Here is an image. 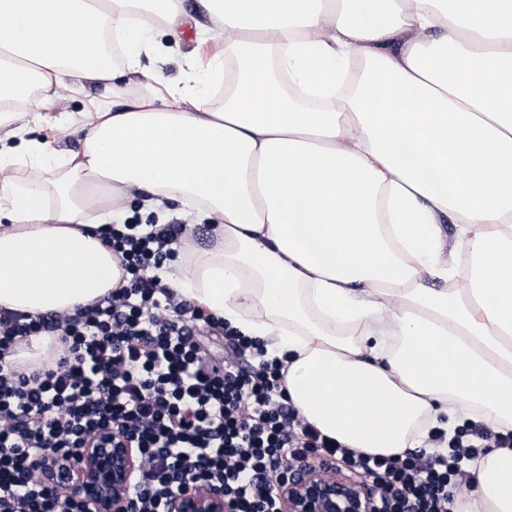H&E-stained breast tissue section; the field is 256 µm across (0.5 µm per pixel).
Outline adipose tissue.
I'll return each mask as SVG.
<instances>
[{"label":"adipose tissue","instance_id":"1","mask_svg":"<svg viewBox=\"0 0 512 512\" xmlns=\"http://www.w3.org/2000/svg\"><path fill=\"white\" fill-rule=\"evenodd\" d=\"M188 20L224 53L159 92L142 62ZM71 77L114 98L58 123L80 149L0 112V308L94 303L122 276L103 225L174 200L206 232L163 283L286 358L322 435L512 431V0H0V101ZM474 467L462 512H512V448Z\"/></svg>","mask_w":512,"mask_h":512}]
</instances>
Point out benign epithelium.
Wrapping results in <instances>:
<instances>
[{"label": "benign epithelium", "instance_id": "obj_1", "mask_svg": "<svg viewBox=\"0 0 512 512\" xmlns=\"http://www.w3.org/2000/svg\"><path fill=\"white\" fill-rule=\"evenodd\" d=\"M141 453L116 431L94 435L76 459L41 462L30 469L35 481L55 480L87 512H129L130 490L145 471ZM281 512H373L368 486L340 471L309 469L278 485ZM167 512H226L224 495L195 484L173 494Z\"/></svg>", "mask_w": 512, "mask_h": 512}]
</instances>
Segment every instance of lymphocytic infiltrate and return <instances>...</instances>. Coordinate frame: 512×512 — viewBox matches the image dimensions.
<instances>
[{"label":"lymphocytic infiltrate","mask_w":512,"mask_h":512,"mask_svg":"<svg viewBox=\"0 0 512 512\" xmlns=\"http://www.w3.org/2000/svg\"><path fill=\"white\" fill-rule=\"evenodd\" d=\"M185 231L176 221L112 225L103 242L120 254L124 276L111 292L70 313L0 310V512H83L64 487L27 473L46 456L76 457L105 428L148 461L130 512H166L186 484L221 492L227 512H279L278 482L339 464L371 487L374 512H451L471 481L468 462L512 447V433L469 421L432 431L434 450L394 457L325 437L293 407L283 361L162 283L158 272ZM217 328L220 359L204 345ZM32 336L55 337L56 351L19 368L8 356Z\"/></svg>","instance_id":"obj_1"}]
</instances>
